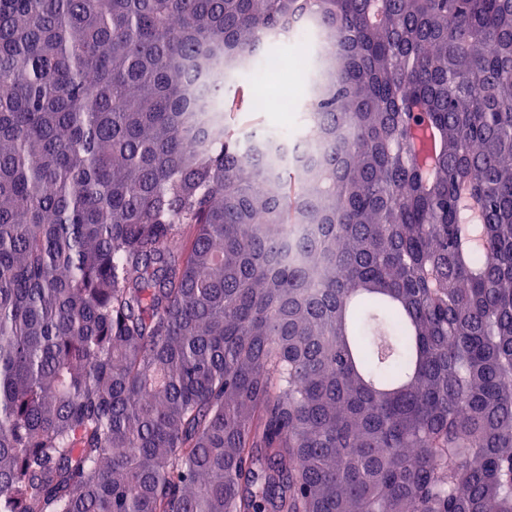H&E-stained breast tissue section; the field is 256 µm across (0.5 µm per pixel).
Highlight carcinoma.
<instances>
[{
  "mask_svg": "<svg viewBox=\"0 0 512 512\" xmlns=\"http://www.w3.org/2000/svg\"><path fill=\"white\" fill-rule=\"evenodd\" d=\"M0 512H512V0H0ZM288 83H291L292 86H288ZM283 85L288 86V89L283 87L273 92L266 90ZM238 87L249 88L253 91H256L259 87L265 88L256 91L254 95L256 109L260 111L288 110L293 106V101L289 96L294 99L295 106L291 110L260 112L251 106L249 108L250 112H240V118L236 117L234 119V123L241 132H247L254 126H261L277 132L283 131L279 133L277 138L288 143V140L294 137L293 134H288V131H296L300 127L301 103L305 100L304 73L299 75L294 71L283 70L273 74H259L256 72L253 75H239L233 81L231 94Z\"/></svg>",
  "mask_w": 512,
  "mask_h": 512,
  "instance_id": "carcinoma-1",
  "label": "carcinoma"
}]
</instances>
